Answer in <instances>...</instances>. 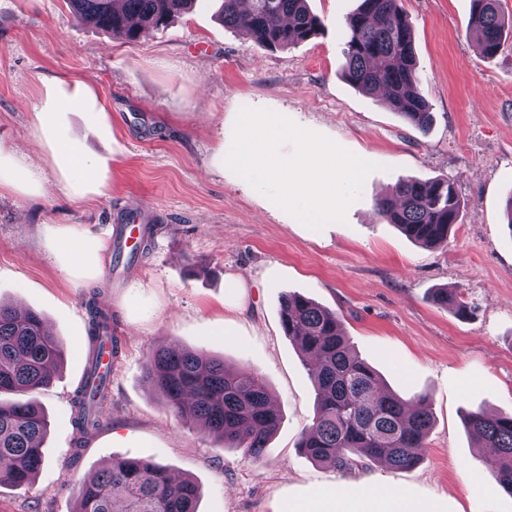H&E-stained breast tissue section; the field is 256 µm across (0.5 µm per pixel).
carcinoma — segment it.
Instances as JSON below:
<instances>
[{"label": "carcinoma", "instance_id": "obj_1", "mask_svg": "<svg viewBox=\"0 0 512 512\" xmlns=\"http://www.w3.org/2000/svg\"><path fill=\"white\" fill-rule=\"evenodd\" d=\"M194 0H69L76 19L135 41L153 28L167 25L188 10ZM500 0H471L469 33L488 58L495 57L512 34V16ZM226 27H239L257 45L287 48L319 34L323 28L308 0H249L242 13L240 0H221ZM344 54L346 80L355 88L382 91L385 103L413 126L423 129L433 120L419 89L411 25L402 0H360L346 22ZM398 201L377 202L387 223L407 238L431 248L448 243L462 204L446 178L406 179L396 188ZM436 303L468 314L466 303L437 290ZM88 313V370L71 399L70 424L75 435L70 463L80 457L86 439L101 426L94 411L108 394L109 373L99 371L105 347L118 353L110 336L111 316L95 297L85 302ZM281 323L288 337L300 344L311 367L317 395L316 414L299 448L318 463L350 470L364 461L406 470L420 461L432 427L425 399L410 405L394 393L381 375L352 349L335 312L296 293L281 303ZM63 357L56 338L44 330L34 313L20 314L0 303V393L18 399L0 402V486H28L45 462L42 448L47 420L29 395L50 385ZM144 376L163 406L183 422L197 425L224 446L242 448L255 461L281 424V414L262 378L231 371L224 361L204 352L174 346L155 349L144 365ZM469 433L481 452L496 460L493 472L512 495V414L482 410L469 413ZM199 488L189 479L175 480L166 466L140 458L112 461L78 490L77 512H197Z\"/></svg>", "mask_w": 512, "mask_h": 512}]
</instances>
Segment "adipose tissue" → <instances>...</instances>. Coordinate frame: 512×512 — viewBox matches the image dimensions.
I'll list each match as a JSON object with an SVG mask.
<instances>
[{"instance_id":"obj_1","label":"adipose tissue","mask_w":512,"mask_h":512,"mask_svg":"<svg viewBox=\"0 0 512 512\" xmlns=\"http://www.w3.org/2000/svg\"><path fill=\"white\" fill-rule=\"evenodd\" d=\"M289 512H437V504L390 483L371 481L353 492L330 491L297 502Z\"/></svg>"}]
</instances>
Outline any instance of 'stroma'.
<instances>
[{
    "instance_id": "obj_1",
    "label": "stroma",
    "mask_w": 512,
    "mask_h": 512,
    "mask_svg": "<svg viewBox=\"0 0 512 512\" xmlns=\"http://www.w3.org/2000/svg\"><path fill=\"white\" fill-rule=\"evenodd\" d=\"M308 2L320 34L268 50L225 26L218 0H195L135 42L81 24L67 0H0V302L40 314L64 354L35 395L49 421L45 463L30 487L0 488V512H73L83 481L117 457L196 481L198 512H278L367 479L440 512H512L465 427L471 411L512 413V39L486 58L468 35L471 0H403L434 115L422 131L344 77L345 22L359 0ZM244 108L274 110L375 163L345 222L307 228L224 166ZM41 111L94 160L98 185L69 188ZM19 168L28 177L5 180ZM407 177L454 183L462 209L447 246L415 243L378 213ZM138 206L154 234L135 262L116 265L112 227ZM77 238L100 243L99 258L73 264ZM438 288L469 314L436 304ZM93 290L119 352L102 424L72 465L70 400ZM289 292L336 312L391 390L426 398L434 423L415 467L345 472L301 452L315 390L281 326ZM165 345L267 383L282 420L263 461L167 412L143 375Z\"/></svg>"
}]
</instances>
